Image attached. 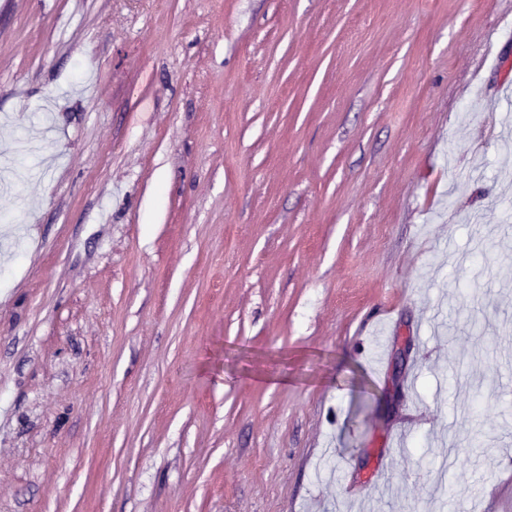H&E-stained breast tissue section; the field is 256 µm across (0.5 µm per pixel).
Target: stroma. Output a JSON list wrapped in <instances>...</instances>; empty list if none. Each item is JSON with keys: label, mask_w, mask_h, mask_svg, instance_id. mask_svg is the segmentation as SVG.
I'll return each instance as SVG.
<instances>
[{"label": "stroma", "mask_w": 512, "mask_h": 512, "mask_svg": "<svg viewBox=\"0 0 512 512\" xmlns=\"http://www.w3.org/2000/svg\"><path fill=\"white\" fill-rule=\"evenodd\" d=\"M510 132L512 0H0V512H512Z\"/></svg>", "instance_id": "35a3bbf8"}]
</instances>
